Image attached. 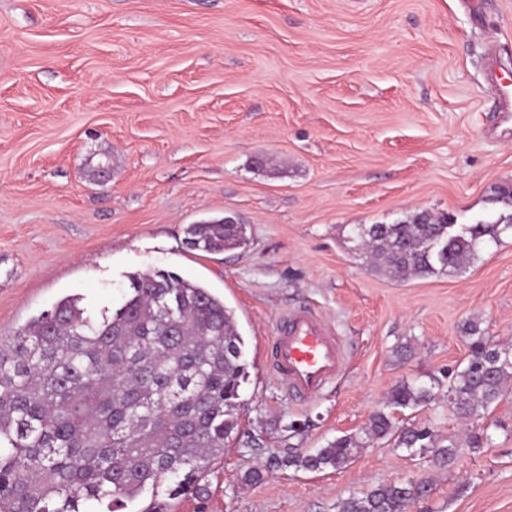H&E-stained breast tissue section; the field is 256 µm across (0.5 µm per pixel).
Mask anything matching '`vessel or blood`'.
<instances>
[{"mask_svg":"<svg viewBox=\"0 0 512 512\" xmlns=\"http://www.w3.org/2000/svg\"><path fill=\"white\" fill-rule=\"evenodd\" d=\"M499 112L498 125L512 122V81L501 77L496 61L487 64ZM274 376L297 399L321 392L346 368L343 346L322 316L310 308L286 313L271 341Z\"/></svg>","mask_w":512,"mask_h":512,"instance_id":"1","label":"vessel or blood"}]
</instances>
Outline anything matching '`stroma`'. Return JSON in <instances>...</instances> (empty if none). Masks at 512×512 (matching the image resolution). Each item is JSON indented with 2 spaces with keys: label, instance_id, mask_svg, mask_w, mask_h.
I'll return each mask as SVG.
<instances>
[{
  "label": "stroma",
  "instance_id": "35a3bbf8",
  "mask_svg": "<svg viewBox=\"0 0 512 512\" xmlns=\"http://www.w3.org/2000/svg\"><path fill=\"white\" fill-rule=\"evenodd\" d=\"M491 53L512 76V0H0V336L63 296L116 302L127 272L164 269L223 296L245 340L240 424L207 495L147 493L130 512H337L423 476L411 512H512V397L468 424L443 401L405 410L491 435L447 469L379 441L338 470L278 463L362 435L395 385L466 360V321L512 340L511 232L463 273L406 280L367 270L350 239L422 210L512 216L493 200L512 183V137L489 132ZM227 213L245 248L186 247L188 225ZM303 306L347 366L299 401L268 348ZM252 467L261 483H243Z\"/></svg>",
  "mask_w": 512,
  "mask_h": 512
}]
</instances>
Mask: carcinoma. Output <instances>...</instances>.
Listing matches in <instances>:
<instances>
[{
	"instance_id": "1",
	"label": "carcinoma",
	"mask_w": 512,
	"mask_h": 512,
	"mask_svg": "<svg viewBox=\"0 0 512 512\" xmlns=\"http://www.w3.org/2000/svg\"><path fill=\"white\" fill-rule=\"evenodd\" d=\"M512 218L448 224L422 212L392 224H356L352 240L371 268L397 278L457 273ZM246 225L213 218L191 224L186 244L208 253L245 246ZM127 291L99 309L80 295L58 299L6 340L0 336V512H119L166 486L178 498L224 456L239 424V389L247 375L245 342L232 309L202 284L165 270L126 274ZM466 362L443 378L400 383L371 415L367 439L441 469L461 451L492 444L438 433L432 424L396 421L394 413L440 400L457 419L479 420L512 395V343L495 342L475 321L464 324ZM362 442L341 436L323 448H289L283 466L338 469ZM431 490L422 477L378 483L353 494L339 512H409Z\"/></svg>"
}]
</instances>
